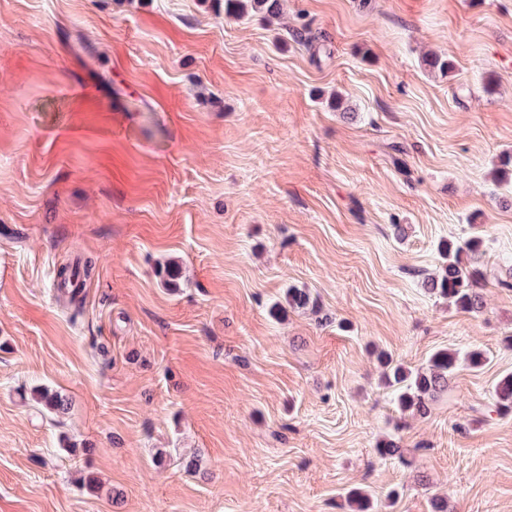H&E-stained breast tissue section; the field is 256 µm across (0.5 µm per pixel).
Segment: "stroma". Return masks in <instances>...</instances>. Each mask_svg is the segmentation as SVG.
<instances>
[{
  "label": "stroma",
  "instance_id": "1",
  "mask_svg": "<svg viewBox=\"0 0 512 512\" xmlns=\"http://www.w3.org/2000/svg\"><path fill=\"white\" fill-rule=\"evenodd\" d=\"M506 152L512 0H0V512H512ZM473 235L477 314L421 286ZM440 349L488 362L401 412L377 351ZM281 6V0H224V13L234 16L254 13L275 19L281 14Z\"/></svg>",
  "mask_w": 512,
  "mask_h": 512
}]
</instances>
